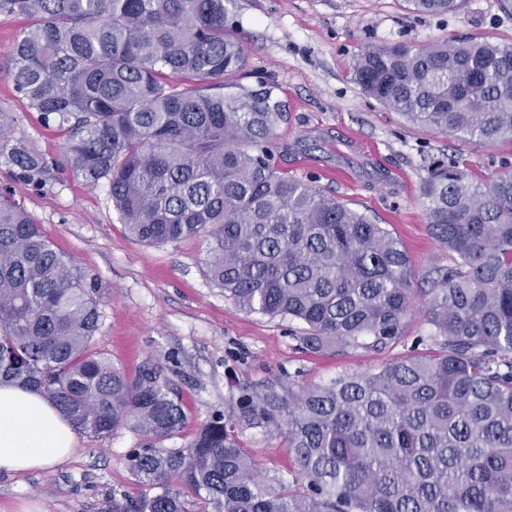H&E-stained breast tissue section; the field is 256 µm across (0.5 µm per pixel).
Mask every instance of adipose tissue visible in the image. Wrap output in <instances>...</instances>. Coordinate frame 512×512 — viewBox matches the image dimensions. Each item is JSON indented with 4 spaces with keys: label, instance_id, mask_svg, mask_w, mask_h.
<instances>
[{
    "label": "adipose tissue",
    "instance_id": "1",
    "mask_svg": "<svg viewBox=\"0 0 512 512\" xmlns=\"http://www.w3.org/2000/svg\"><path fill=\"white\" fill-rule=\"evenodd\" d=\"M72 427L40 395L0 384V470L22 472L67 459Z\"/></svg>",
    "mask_w": 512,
    "mask_h": 512
}]
</instances>
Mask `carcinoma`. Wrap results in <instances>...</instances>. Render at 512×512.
Instances as JSON below:
<instances>
[{
  "mask_svg": "<svg viewBox=\"0 0 512 512\" xmlns=\"http://www.w3.org/2000/svg\"><path fill=\"white\" fill-rule=\"evenodd\" d=\"M225 2L0 0V15L30 20L11 54L14 88L66 134L50 160L0 109V165L36 190L61 171L105 185L142 243L204 240L210 282L247 313L296 324L310 354L390 349L416 310L406 251L274 166L285 105L269 86L224 83L245 65ZM407 2L442 14L466 0ZM354 72L410 125L512 140V44L368 43ZM421 198L451 260L431 280L429 335L372 372L242 387L237 416L214 414L167 448L188 420L177 389L161 366L131 378L94 347L98 278L1 191L0 382L41 394L93 438L139 434L130 465L144 494L114 512H512V173L478 182L438 162ZM246 427L284 432L294 475L262 472L240 444Z\"/></svg>",
  "mask_w": 512,
  "mask_h": 512,
  "instance_id": "carcinoma-1",
  "label": "carcinoma"
}]
</instances>
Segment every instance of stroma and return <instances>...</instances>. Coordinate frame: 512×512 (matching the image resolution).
I'll use <instances>...</instances> for the list:
<instances>
[{
    "instance_id": "stroma-1",
    "label": "stroma",
    "mask_w": 512,
    "mask_h": 512,
    "mask_svg": "<svg viewBox=\"0 0 512 512\" xmlns=\"http://www.w3.org/2000/svg\"><path fill=\"white\" fill-rule=\"evenodd\" d=\"M226 7L225 28L246 56L232 83L273 86L287 108L276 130V164L385 225L405 246L418 290L427 291L429 272L448 264L428 232L420 196L430 166L451 159L489 181L512 165V141L483 146L409 126L362 93L354 61L369 42L420 47L478 36L512 44V8L500 0H467L461 12L441 15L412 11L406 0H228ZM27 25L0 15V109L13 113L15 137L56 158L63 132L39 121L8 76L14 41ZM378 168L386 180L375 177ZM8 185L57 249L99 279L96 347L131 376L145 363L162 365L180 391L188 424L174 446L189 442L209 416L233 412L240 386L286 372L320 384L386 361L360 348L306 353L288 321L243 312L210 284L202 241L147 246L130 238L106 186L88 187L67 172L36 190L13 183L0 166V187ZM241 441L264 467L285 476L294 470L284 435L248 428ZM139 443L127 428L104 441L77 433L75 451L63 462L0 472V512H112L113 499L142 493L129 464Z\"/></svg>"
}]
</instances>
